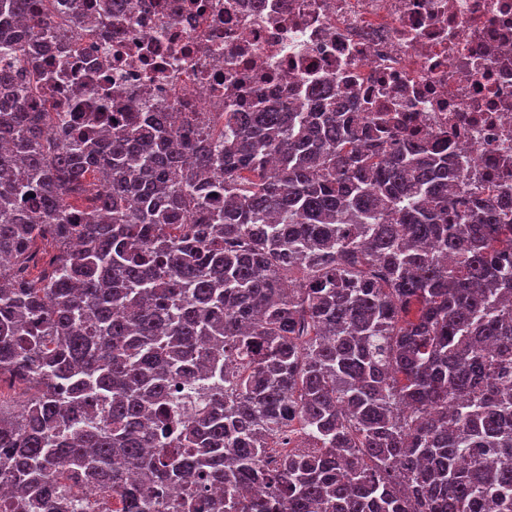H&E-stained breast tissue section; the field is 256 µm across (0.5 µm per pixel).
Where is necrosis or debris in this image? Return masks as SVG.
I'll return each instance as SVG.
<instances>
[{
	"mask_svg": "<svg viewBox=\"0 0 512 512\" xmlns=\"http://www.w3.org/2000/svg\"><path fill=\"white\" fill-rule=\"evenodd\" d=\"M88 28L37 43L45 79L32 108L79 117L94 96L57 72L90 69L124 116L228 112L256 100L305 104L311 89L426 137L448 165L512 190V0H128Z\"/></svg>",
	"mask_w": 512,
	"mask_h": 512,
	"instance_id": "obj_1",
	"label": "necrosis or debris"
}]
</instances>
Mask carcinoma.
I'll use <instances>...</instances> for the list:
<instances>
[{
	"label": "carcinoma",
	"mask_w": 512,
	"mask_h": 512,
	"mask_svg": "<svg viewBox=\"0 0 512 512\" xmlns=\"http://www.w3.org/2000/svg\"><path fill=\"white\" fill-rule=\"evenodd\" d=\"M47 27L0 0V512H512V195L319 93L56 135Z\"/></svg>",
	"instance_id": "obj_1"
}]
</instances>
